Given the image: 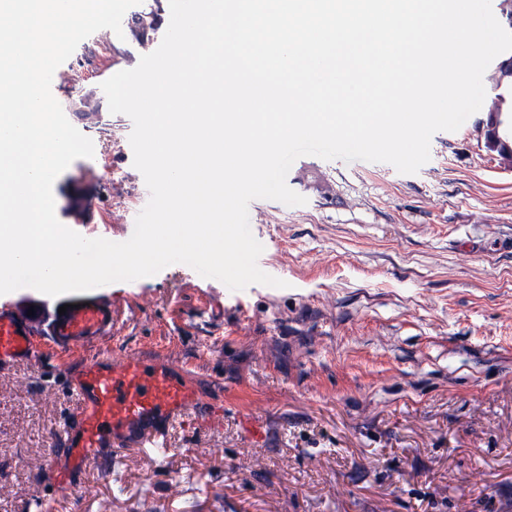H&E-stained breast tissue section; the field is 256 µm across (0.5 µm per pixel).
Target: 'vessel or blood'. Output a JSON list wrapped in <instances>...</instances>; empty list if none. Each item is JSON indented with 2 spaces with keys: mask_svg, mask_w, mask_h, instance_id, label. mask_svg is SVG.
I'll return each instance as SVG.
<instances>
[{
  "mask_svg": "<svg viewBox=\"0 0 512 512\" xmlns=\"http://www.w3.org/2000/svg\"><path fill=\"white\" fill-rule=\"evenodd\" d=\"M115 317L111 302L96 296L79 298L64 312L46 301L31 309L0 306V365L36 364L39 335L62 351L94 344L111 335ZM71 391L75 420L58 432L56 442L78 470L96 464L115 437L157 442L189 414L207 421L224 415L223 406L202 405L191 379L178 373L170 356L103 350L83 361Z\"/></svg>",
  "mask_w": 512,
  "mask_h": 512,
  "instance_id": "vessel-or-blood-1",
  "label": "vessel or blood"
}]
</instances>
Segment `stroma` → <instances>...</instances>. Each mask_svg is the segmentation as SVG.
Masks as SVG:
<instances>
[{"label":"stroma","mask_w":512,"mask_h":512,"mask_svg":"<svg viewBox=\"0 0 512 512\" xmlns=\"http://www.w3.org/2000/svg\"><path fill=\"white\" fill-rule=\"evenodd\" d=\"M108 30L64 66L60 104L100 90ZM68 119L97 145L52 188L84 237L124 231L142 174L127 115ZM472 114L440 131L417 173L298 158L305 204L260 200L259 233L281 288L234 293L170 265L97 287L117 321L99 348L163 356L224 416L169 429L163 447L113 443L63 492L33 467L75 413L69 383L87 347L47 342L38 366L0 367V512H512V163ZM95 190L96 227L72 190Z\"/></svg>","instance_id":"35a3bbf8"}]
</instances>
